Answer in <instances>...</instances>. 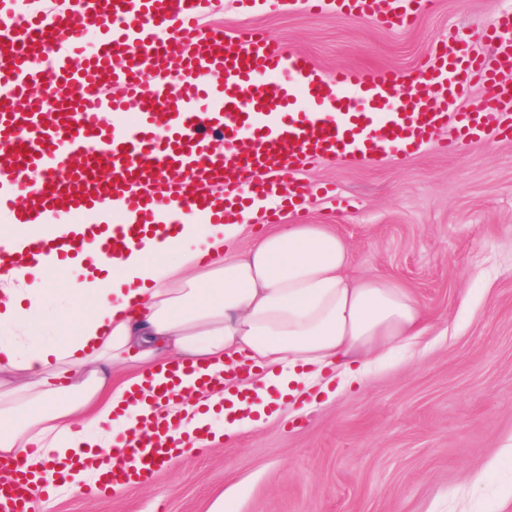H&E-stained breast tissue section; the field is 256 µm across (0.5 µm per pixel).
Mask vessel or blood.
<instances>
[{
  "label": "vessel or blood",
  "instance_id": "b4317fda",
  "mask_svg": "<svg viewBox=\"0 0 512 512\" xmlns=\"http://www.w3.org/2000/svg\"><path fill=\"white\" fill-rule=\"evenodd\" d=\"M305 11L409 27L430 0H300ZM215 0H74L47 11L36 0H0V211L19 227L83 216L87 233L27 252L0 248V273L19 265L67 261L93 248L112 257L147 235L173 237L185 219L236 220L240 207L264 201V224L300 211L311 160L375 161L435 148L457 153L491 137L512 139V12L498 13L484 39L493 59L444 41L410 72L386 66L321 69L267 32L203 26ZM495 88L470 110L475 85ZM55 99L46 110L44 93ZM134 111L121 129L105 115ZM454 135L440 139L443 128ZM223 152L212 149L213 138ZM82 167L57 173L73 156ZM112 172L109 182L99 169ZM177 168L186 180L168 179ZM224 186L216 206L204 185ZM185 366L173 365L155 397L178 401ZM151 436L132 434L87 495L135 485L178 457L173 419L154 415ZM34 474L24 461L0 466V512H33Z\"/></svg>",
  "mask_w": 512,
  "mask_h": 512
}]
</instances>
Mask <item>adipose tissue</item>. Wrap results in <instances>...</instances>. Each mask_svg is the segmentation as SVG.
<instances>
[{"instance_id": "ef3b65f1", "label": "adipose tissue", "mask_w": 512, "mask_h": 512, "mask_svg": "<svg viewBox=\"0 0 512 512\" xmlns=\"http://www.w3.org/2000/svg\"><path fill=\"white\" fill-rule=\"evenodd\" d=\"M246 224H181L176 238L146 239L114 259H76L0 274V374L23 371L31 394L0 457L28 453L46 488L77 492L90 478H59L67 453L111 454L118 434L148 413L172 415L179 431L208 426L214 440L272 421L275 394L327 389L342 361V384L362 381L381 359L424 330L410 290L371 275L350 279L349 244L327 224H280L247 249ZM261 371L252 404L223 411L224 394L183 383L177 403L132 405L128 393L172 362L220 374L227 360ZM80 379L78 402L68 394Z\"/></svg>"}]
</instances>
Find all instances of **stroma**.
<instances>
[{
  "label": "stroma",
  "mask_w": 512,
  "mask_h": 512,
  "mask_svg": "<svg viewBox=\"0 0 512 512\" xmlns=\"http://www.w3.org/2000/svg\"><path fill=\"white\" fill-rule=\"evenodd\" d=\"M512 0H435L409 29L288 0L209 21L257 27L325 70L408 71L447 38L485 51ZM301 215L352 248V277L410 288L427 329L362 386L307 392L262 429L174 460L103 498L60 489L50 512H512V142L391 162L311 163ZM335 187L328 195L326 187Z\"/></svg>",
  "instance_id": "1"
}]
</instances>
